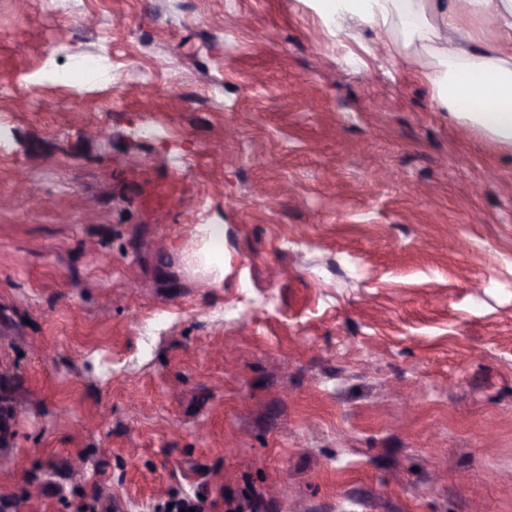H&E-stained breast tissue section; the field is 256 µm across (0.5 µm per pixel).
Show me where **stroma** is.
<instances>
[{"label": "stroma", "instance_id": "stroma-1", "mask_svg": "<svg viewBox=\"0 0 512 512\" xmlns=\"http://www.w3.org/2000/svg\"><path fill=\"white\" fill-rule=\"evenodd\" d=\"M197 492L512 512V150L308 0H0V500ZM219 224H200L197 225V236L199 237V247L194 252V256H197L204 268L209 271H216L217 274L214 278L215 282H221L224 280V259L222 261L215 258L212 245L213 241L218 238Z\"/></svg>", "mask_w": 512, "mask_h": 512}]
</instances>
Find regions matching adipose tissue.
Masks as SVG:
<instances>
[{
	"mask_svg": "<svg viewBox=\"0 0 512 512\" xmlns=\"http://www.w3.org/2000/svg\"><path fill=\"white\" fill-rule=\"evenodd\" d=\"M327 31L371 30L416 65L438 108L512 148V0H312Z\"/></svg>",
	"mask_w": 512,
	"mask_h": 512,
	"instance_id": "1",
	"label": "adipose tissue"
}]
</instances>
